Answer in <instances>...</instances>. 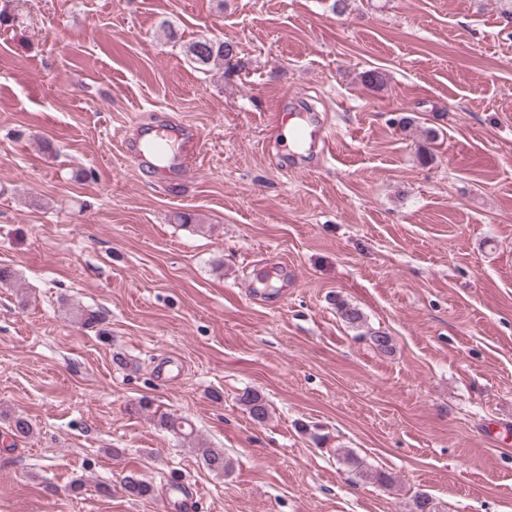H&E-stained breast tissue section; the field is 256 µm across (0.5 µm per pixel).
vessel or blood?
Returning a JSON list of instances; mask_svg holds the SVG:
<instances>
[{
	"label": "vessel or blood",
	"mask_w": 512,
	"mask_h": 512,
	"mask_svg": "<svg viewBox=\"0 0 512 512\" xmlns=\"http://www.w3.org/2000/svg\"><path fill=\"white\" fill-rule=\"evenodd\" d=\"M127 158L138 168L167 179L186 177L196 164L200 135L196 128L182 124L173 129L133 125L124 142ZM196 491L192 485L174 481L166 488L162 512H195Z\"/></svg>",
	"instance_id": "vessel-or-blood-1"
}]
</instances>
